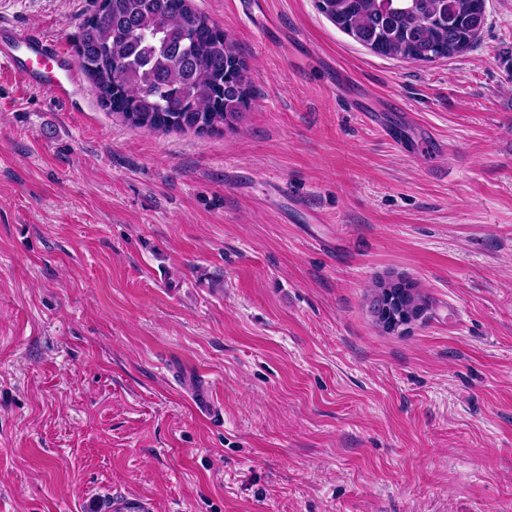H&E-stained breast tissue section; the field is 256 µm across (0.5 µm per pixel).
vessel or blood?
Here are the masks:
<instances>
[{"label":"vessel or blood","instance_id":"obj_1","mask_svg":"<svg viewBox=\"0 0 512 512\" xmlns=\"http://www.w3.org/2000/svg\"><path fill=\"white\" fill-rule=\"evenodd\" d=\"M4 65L27 84L48 87L63 106H72L78 73L55 41L0 23V67Z\"/></svg>","mask_w":512,"mask_h":512}]
</instances>
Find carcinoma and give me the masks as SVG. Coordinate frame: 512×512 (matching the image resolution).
I'll use <instances>...</instances> for the list:
<instances>
[{
	"mask_svg": "<svg viewBox=\"0 0 512 512\" xmlns=\"http://www.w3.org/2000/svg\"><path fill=\"white\" fill-rule=\"evenodd\" d=\"M320 12L362 45L409 59L437 44L471 46L486 12L473 0H323ZM76 55L100 104L137 130L201 133L233 127L248 97V71L236 45L187 0H107L105 15L81 24ZM408 305L432 300L413 286Z\"/></svg>",
	"mask_w": 512,
	"mask_h": 512,
	"instance_id": "1",
	"label": "carcinoma"
}]
</instances>
